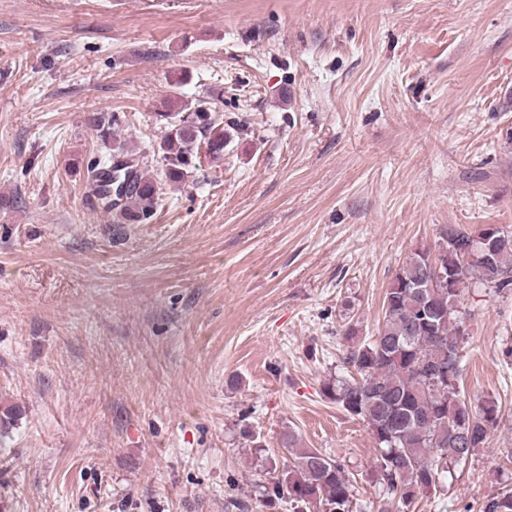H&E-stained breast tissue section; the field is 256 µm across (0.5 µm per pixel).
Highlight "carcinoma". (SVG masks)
Returning <instances> with one entry per match:
<instances>
[{"instance_id":"1","label":"carcinoma","mask_w":512,"mask_h":512,"mask_svg":"<svg viewBox=\"0 0 512 512\" xmlns=\"http://www.w3.org/2000/svg\"><path fill=\"white\" fill-rule=\"evenodd\" d=\"M157 117L165 126L159 143L165 182L188 181L198 168L202 142L211 158L223 156L230 135L207 102L171 101ZM90 123L106 141L119 120L100 113ZM159 191L155 178L132 168L115 183L118 202L106 205L120 208L128 224H145L155 214ZM505 235L510 241L488 253L485 230L448 225L440 232L442 271L499 292L511 289L512 231ZM431 274L430 251L412 253L387 289L377 335L354 344L352 325L342 333L350 342L343 364L356 375H340L324 384L327 398L362 418L372 431L377 449L372 479L382 497L381 512H390L396 501L406 506L453 477L456 467L485 447L499 416L495 401L474 412L461 395L464 317L450 288L419 289ZM282 446L289 465L262 486L265 501L286 498L297 512L323 506L328 512H349L354 485L344 465L316 448L298 447L292 434L283 438Z\"/></svg>"}]
</instances>
